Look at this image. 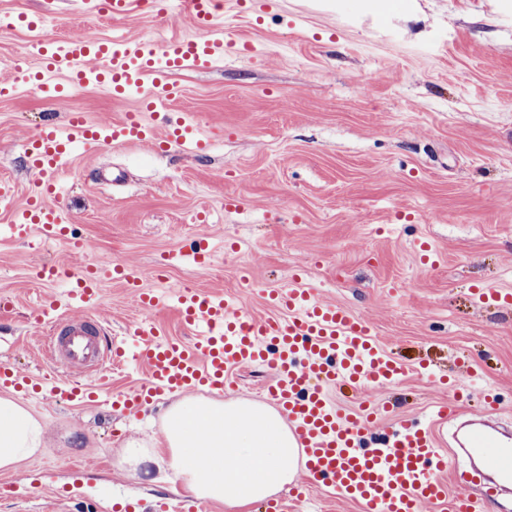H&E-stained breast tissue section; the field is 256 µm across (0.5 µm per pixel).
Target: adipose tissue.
<instances>
[{
	"mask_svg": "<svg viewBox=\"0 0 512 512\" xmlns=\"http://www.w3.org/2000/svg\"><path fill=\"white\" fill-rule=\"evenodd\" d=\"M46 427L23 402L0 396V471L9 472L45 446ZM298 448L272 407L247 399L180 398L166 411L161 437L131 440V469L162 463L193 497L246 512L278 493L296 474Z\"/></svg>",
	"mask_w": 512,
	"mask_h": 512,
	"instance_id": "ef3b65f1",
	"label": "adipose tissue"
}]
</instances>
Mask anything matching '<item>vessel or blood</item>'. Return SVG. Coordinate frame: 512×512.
Instances as JSON below:
<instances>
[{
	"instance_id": "vessel-or-blood-1",
	"label": "vessel or blood",
	"mask_w": 512,
	"mask_h": 512,
	"mask_svg": "<svg viewBox=\"0 0 512 512\" xmlns=\"http://www.w3.org/2000/svg\"><path fill=\"white\" fill-rule=\"evenodd\" d=\"M219 6V0H164L165 10L186 13L199 34L162 42L129 36L61 39L41 33V21H28L30 30L41 33L43 69L36 86L64 98L93 81L116 95L144 92L148 109L164 108L173 95L168 83L173 71L188 63L223 65L231 42L218 22ZM153 136L137 113L103 124L88 122L77 110L61 123L46 120L25 145L29 166L40 179L28 206L9 224L11 237L22 241L37 232L46 239L67 238L68 220L54 188L74 152ZM169 137L198 151L205 148L186 121L178 122ZM36 275L48 282L67 279V305L83 313L79 319L56 317L43 338L48 361L68 372L52 390L68 401L94 400L96 374L112 365L132 363L147 372L145 383L112 396L113 409L128 415L171 394L202 387L223 391L236 372L257 364L270 367L265 396L288 420L304 477L293 485L290 500L272 501L267 512H286L288 501H301L320 488L360 505L363 512H421L427 504L444 512H480L485 497L512 490V430L488 414L459 423L454 408L443 403L432 423L398 419L376 447H364L374 423L370 405L341 409L330 389L343 382L362 392L398 381L405 370L373 341L367 319L319 300L309 289H265L277 313L264 318L236 307L221 291L189 286L172 294L142 291L140 270L109 258L74 269L44 264ZM115 275L149 313L174 306L192 338H166L147 318L137 325L133 345L104 344L102 323L91 310L102 281ZM459 466L467 473L466 491L454 494L442 474Z\"/></svg>"
}]
</instances>
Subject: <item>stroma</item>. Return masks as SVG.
<instances>
[{
    "mask_svg": "<svg viewBox=\"0 0 512 512\" xmlns=\"http://www.w3.org/2000/svg\"><path fill=\"white\" fill-rule=\"evenodd\" d=\"M277 0L264 13L224 7L228 37L244 46L223 67L173 71L172 119L211 142L200 156L166 141L115 144L77 154L58 176L69 237L17 241L5 234L26 205L36 172L23 144L45 115L77 110L107 123L142 112L135 98L89 84L64 100L27 90L0 97V364L36 379L54 377L40 353L36 317L53 309L63 281L34 269L96 263L102 255L141 267L144 290L184 286L233 295L272 315L263 291L298 285L370 321L374 339L406 369L366 395L335 390L342 406L367 401L379 421L393 410L425 424L459 382L464 416L494 397L512 424V309L479 303L474 291L512 292V9L500 0ZM42 15L57 38L132 36L159 42L194 34L183 14L147 7L122 19L89 12L86 0H0V80L42 67L35 32L20 15ZM242 201L224 206L226 196ZM203 238L212 260L198 264ZM253 285H239L240 274ZM96 314L104 342L125 339L144 317L121 280L101 286ZM428 375H420L419 367ZM47 426L41 452L0 472V512H134L190 504L165 472L130 476L120 465L127 439L151 440L168 406L125 417L97 401L71 403L48 392L23 396Z\"/></svg>",
    "mask_w": 512,
    "mask_h": 512,
    "instance_id": "35a3bbf8",
    "label": "stroma"
}]
</instances>
